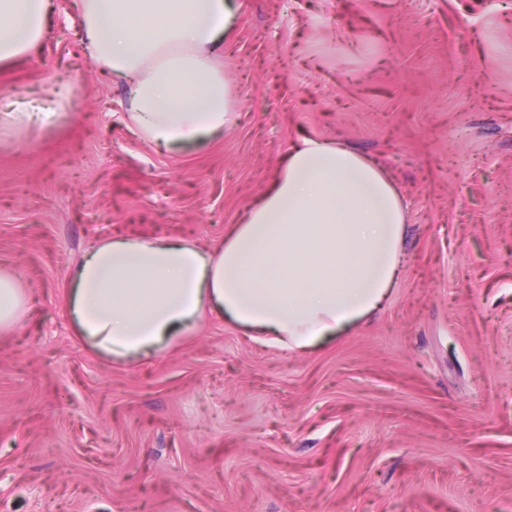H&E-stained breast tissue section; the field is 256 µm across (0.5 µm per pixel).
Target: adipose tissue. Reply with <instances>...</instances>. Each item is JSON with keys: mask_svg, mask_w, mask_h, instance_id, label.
I'll use <instances>...</instances> for the list:
<instances>
[{"mask_svg": "<svg viewBox=\"0 0 512 512\" xmlns=\"http://www.w3.org/2000/svg\"><path fill=\"white\" fill-rule=\"evenodd\" d=\"M88 59L129 82L130 129L166 147L204 142L236 122L218 63L232 0H75ZM48 0H0V64L47 37ZM39 113L0 114V130L53 124L72 88L49 90ZM409 203L383 169L347 146L311 137L219 243L117 236L85 253L64 295L78 336L122 361H150L206 314L255 340L305 351L381 309L398 275ZM25 296L0 272V330L20 329Z\"/></svg>", "mask_w": 512, "mask_h": 512, "instance_id": "adipose-tissue-1", "label": "adipose tissue"}]
</instances>
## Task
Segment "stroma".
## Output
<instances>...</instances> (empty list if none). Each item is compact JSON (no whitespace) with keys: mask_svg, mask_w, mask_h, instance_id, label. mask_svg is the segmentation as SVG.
Returning a JSON list of instances; mask_svg holds the SVG:
<instances>
[{"mask_svg":"<svg viewBox=\"0 0 512 512\" xmlns=\"http://www.w3.org/2000/svg\"><path fill=\"white\" fill-rule=\"evenodd\" d=\"M238 123L167 149L62 31L0 70L7 104L74 85L63 121L0 139V512H512V0H234ZM376 160L410 204L385 307L312 351L220 318L148 363L83 344L62 308L104 237H224L290 144ZM26 320L25 296L15 277L0 271V330H18Z\"/></svg>","mask_w":512,"mask_h":512,"instance_id":"obj_1","label":"stroma"}]
</instances>
